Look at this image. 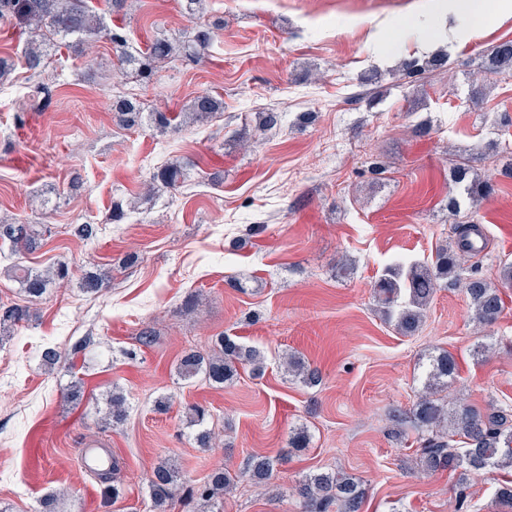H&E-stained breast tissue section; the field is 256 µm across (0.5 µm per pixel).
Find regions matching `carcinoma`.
Segmentation results:
<instances>
[{"label":"carcinoma","mask_w":512,"mask_h":512,"mask_svg":"<svg viewBox=\"0 0 512 512\" xmlns=\"http://www.w3.org/2000/svg\"><path fill=\"white\" fill-rule=\"evenodd\" d=\"M203 0H183L186 13L194 24L181 38H170L163 33L153 41L146 52L132 53L128 49V34L121 26L109 27L97 13L93 0H0V21H15L27 35L24 62L33 75L39 76L52 53L76 39L77 49L85 41L104 39L121 49L120 61L134 70L146 84L153 81L158 64L163 61L187 59L198 62L215 41L217 24L204 19ZM447 54L438 51L421 60L409 57L402 62L408 75H421L445 64ZM485 69L496 74L512 76V40L503 41L485 57ZM224 111V101L202 93L189 104L187 118L205 122ZM112 112L117 123L131 129L143 118L140 104L132 97L116 94L112 98ZM286 113L271 108L258 113V129L268 131L283 126ZM185 179L184 169L170 164L154 173L151 187L175 190ZM454 184L459 194L471 199L489 195L490 183L469 177V168L456 166ZM479 231L474 219L459 222L456 228L455 250H439L435 260L395 261L389 264L374 282V298L385 317L396 331L404 336L415 334L421 327L428 305L441 282H460L469 300L473 319L483 325L495 323L504 308L501 292L482 276L471 273L462 276L460 257L474 255L482 246L474 243L470 234ZM0 240L12 245L17 261L10 267L12 277L23 292L31 298L43 296L50 284L69 280L70 269L61 262L50 275L22 264L24 255L38 247L40 236L29 224H0ZM109 276L102 272L85 274L80 288L86 293H98L108 287ZM29 319V310L20 304H0V329L5 331ZM218 353L204 356L190 349L181 357L178 371L182 378L204 376L212 384H231L241 367L263 371V356L238 337H216ZM288 373L303 384L316 385L320 381L318 369L299 357L286 362ZM456 362L445 350L429 357L424 365L422 389L413 412L418 430L426 434L417 453L419 464L430 473L460 472L459 481L471 472L492 475L512 471V406L491 404L481 410L471 404L459 403L457 410L448 412L445 405L433 398L431 390L446 386L455 379ZM191 423L198 426L194 441L197 447L208 449L214 438L213 430L204 427L206 410L198 405L188 407ZM276 479L274 465L266 456H252L235 473L223 467L211 469L202 478L187 480L180 470L166 462L153 467L147 476L150 506L148 512L170 506L206 509L215 507L224 493L240 483L264 487ZM301 512H361L366 489L353 477L340 471H312L303 476L295 488Z\"/></svg>","instance_id":"obj_1"}]
</instances>
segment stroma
<instances>
[{"instance_id":"35a3bbf8","label":"stroma","mask_w":512,"mask_h":512,"mask_svg":"<svg viewBox=\"0 0 512 512\" xmlns=\"http://www.w3.org/2000/svg\"><path fill=\"white\" fill-rule=\"evenodd\" d=\"M436 0H207L222 28L205 58L173 62L157 82L118 73L115 49L62 51L50 100L30 99L24 37L0 22V57L12 66L0 86V222L34 225L42 244L27 266L68 262L69 283L28 300L6 269L15 260L0 242V303L29 305L31 319L0 341V512H35L58 497L57 512H143L146 477L161 460L197 479L219 465L236 470L254 455L276 458L272 485H238L222 512H301L294 487L313 470H340L368 488L362 512H498L497 483L414 470L420 443L413 408L429 353L444 349L458 365L449 395L470 404L512 405V288L493 325L476 326L461 287L441 286L421 331L397 334L372 297L383 268L400 257L434 259L454 244L451 172L472 166L495 190L462 210L487 246L462 265L498 282L512 261V179L498 153L512 145V77L484 71L493 46L512 40V11L480 27L459 22L440 39ZM131 49L157 33L190 29L178 0H128ZM440 41L448 65L419 86L391 77L400 61ZM484 88L485 98L472 91ZM149 111L181 112L196 95H222L224 110L204 125L164 133L112 121L116 89ZM277 108L281 129L254 140L253 113ZM312 113L298 124L300 113ZM429 133L413 137L412 128ZM186 164L173 193L146 196L153 173ZM136 201L122 221L113 202ZM90 222L83 241L71 224ZM135 263H128V256ZM354 271L341 276L342 262ZM112 282L84 293V270ZM199 307L185 314L189 298ZM155 341L140 345L144 328ZM239 337L265 357L261 374L242 370L230 385L184 380L185 350L210 352L216 336ZM490 345L474 357L477 345ZM60 352L51 368L45 346ZM135 351L127 359L126 351ZM297 354L322 375L311 387L285 374ZM79 398L65 395L70 385ZM127 398L125 421L103 427L99 410L112 390ZM171 408L159 414L156 398ZM209 410L217 442L197 447L184 408ZM308 448L282 459L293 431ZM107 449L120 489L104 504L81 450Z\"/></svg>"}]
</instances>
